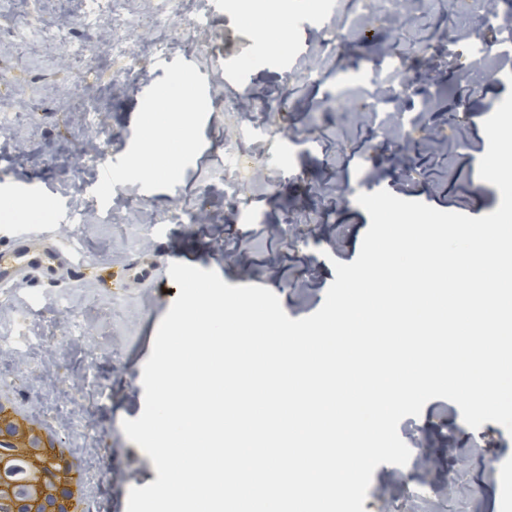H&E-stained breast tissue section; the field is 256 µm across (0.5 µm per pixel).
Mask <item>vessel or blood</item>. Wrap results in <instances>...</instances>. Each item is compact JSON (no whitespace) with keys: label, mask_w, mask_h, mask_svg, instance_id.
<instances>
[{"label":"vessel or blood","mask_w":512,"mask_h":512,"mask_svg":"<svg viewBox=\"0 0 512 512\" xmlns=\"http://www.w3.org/2000/svg\"><path fill=\"white\" fill-rule=\"evenodd\" d=\"M31 237L27 230L0 237V284L21 280L36 288L48 276L85 262L80 252L59 249L51 236H44L38 247L31 245Z\"/></svg>","instance_id":"1"}]
</instances>
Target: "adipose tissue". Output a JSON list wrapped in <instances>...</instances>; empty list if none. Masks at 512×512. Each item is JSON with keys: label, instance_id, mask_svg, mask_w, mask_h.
Returning a JSON list of instances; mask_svg holds the SVG:
<instances>
[{"label": "adipose tissue", "instance_id": "obj_1", "mask_svg": "<svg viewBox=\"0 0 512 512\" xmlns=\"http://www.w3.org/2000/svg\"><path fill=\"white\" fill-rule=\"evenodd\" d=\"M239 15L260 27L258 48L251 66L263 65L270 58L285 53L288 47V4L286 0H236ZM192 84L189 74L169 79L149 111H160L159 119L150 121L147 132L131 153L124 168L113 170L117 181L145 179L152 174L176 176L193 147V119L186 106V92Z\"/></svg>", "mask_w": 512, "mask_h": 512}]
</instances>
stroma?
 I'll list each match as a JSON object with an SVG mask.
<instances>
[{
    "mask_svg": "<svg viewBox=\"0 0 512 512\" xmlns=\"http://www.w3.org/2000/svg\"><path fill=\"white\" fill-rule=\"evenodd\" d=\"M347 2L334 0L333 12L321 15L318 26L292 25L285 59L245 69L234 85L226 84L212 57L171 51L192 75L191 96L201 103L193 115L194 146L178 176L158 175L137 187L155 214L177 202H200L206 218L168 220L163 239L137 223L117 184L103 179L85 116L71 106L83 77L67 44L94 37L83 23V0H39L43 20L63 21V38L21 46L8 27L23 19L24 0H0V49L12 55L22 86L17 92L0 84V196L62 205L69 222L53 216L28 228L87 255L75 274L40 287L38 298L15 287L0 310V389L54 425L81 470L111 474V482L83 484L95 512H105L109 495L157 479L151 458L126 438L121 424L143 410L145 359L136 348L175 299L170 263L214 270L231 286L268 288L285 313L299 319L322 306L335 279L334 262L350 263L359 254L370 217L356 194L386 190L472 217L500 204L497 187L471 164L488 147L484 121L512 92V63L477 56L463 41L449 45L442 35L448 28L472 29L477 11H491L490 0H481L476 11L458 0H434L425 30L410 17L379 11L345 20ZM331 27L343 33L341 57H315L322 31ZM199 38L212 44L213 57L242 62L255 49L258 29L223 13ZM398 41L423 45L416 73L429 82L404 97L410 123L380 131L353 113L373 104L361 89L366 59L385 67ZM309 69L318 70V78L289 82V73ZM169 75L153 61L119 86L107 74L95 75L92 103L102 118L107 157H127L142 140L143 108ZM228 96L256 104L260 125L272 137L263 175L244 186L250 221L224 197L225 137L240 120L225 111ZM282 99L289 106L285 114L276 109ZM283 223L289 237L268 235V225ZM461 417L455 403L441 398L427 402L419 416L405 417L398 432L410 460L375 469L365 512H485L481 486L504 491L512 471L501 446L506 431L493 422L461 428Z\"/></svg>",
    "mask_w": 512,
    "mask_h": 512,
    "instance_id": "obj_1",
    "label": "stroma"
}]
</instances>
